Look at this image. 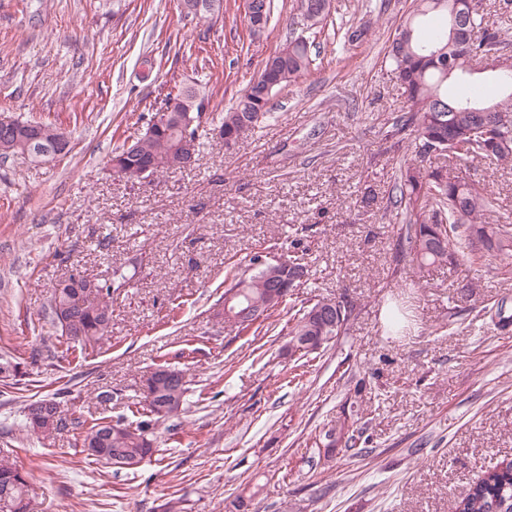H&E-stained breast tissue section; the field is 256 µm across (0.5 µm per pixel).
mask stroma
Instances as JSON below:
<instances>
[{"instance_id": "35a3bbf8", "label": "stroma", "mask_w": 512, "mask_h": 512, "mask_svg": "<svg viewBox=\"0 0 512 512\" xmlns=\"http://www.w3.org/2000/svg\"><path fill=\"white\" fill-rule=\"evenodd\" d=\"M409 4L332 0L308 30L299 0H273L255 34L243 0H224L214 21L177 0H0V116L70 135L49 161H0V355L23 371L0 381V457L27 472L30 512H225L249 484L261 487L250 512H456L489 465L512 460V326L493 321L512 314V280L487 265L394 273L384 207L407 147L384 136L404 98L383 57ZM352 25L366 28L363 44L345 43ZM300 33L310 73L274 93L266 127L225 148L214 120ZM170 81L214 88L196 165L113 177V149L143 133ZM467 175L512 219V160H477ZM297 237L310 276L292 305L356 306L346 333L302 367L287 311L242 334L222 316L229 259L260 250L273 263ZM136 258L106 340L69 347L50 320L56 283L107 279ZM399 298L411 320L396 336L385 316ZM161 359L191 390L136 472L89 459L83 430L27 431L25 405L53 394L70 419L126 412ZM104 390L111 402L98 401ZM347 418L370 455L340 447L325 460L326 432Z\"/></svg>"}]
</instances>
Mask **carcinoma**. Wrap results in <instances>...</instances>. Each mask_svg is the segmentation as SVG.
Masks as SVG:
<instances>
[{
	"label": "carcinoma",
	"instance_id": "cac0c4a2",
	"mask_svg": "<svg viewBox=\"0 0 512 512\" xmlns=\"http://www.w3.org/2000/svg\"><path fill=\"white\" fill-rule=\"evenodd\" d=\"M304 20L316 27L330 9L315 5L317 0H300ZM507 51L498 29L490 26L480 11L478 0H411L409 10L398 25L388 46L386 59L402 90L406 107L391 121L388 136L409 141L411 158L392 175L385 212L392 214L400 227L395 243L396 257L409 259L418 268L448 263L482 265L489 259L499 262V272L512 279V222L493 219L496 198L470 180L463 167L475 159L506 161L512 159V130L500 128L499 113L512 115V71L494 73L492 78L504 91L499 100H484L479 95L448 94V82L472 86L477 74L474 62ZM278 64L262 68L260 79L275 92L295 82L313 65L311 44L299 35L287 40L276 52ZM247 87L235 104L224 113L218 129L224 133L228 148L247 138L270 118L271 98L261 99ZM184 98L196 103L197 113L170 112L148 114L144 133L124 140L113 152L110 163L119 168L116 176L128 181L140 179L149 167L157 175L181 170L179 144L186 118L195 120L191 128L198 135V118L206 111L211 95L195 86L176 85L166 93V100ZM47 144H29L20 133L0 130V158L26 154L32 158L48 151ZM447 155L453 166H435L431 156ZM130 277L117 268L112 278L98 281L94 292L76 287L73 277L61 281L51 297L52 324L67 327L64 336L80 341L84 336L103 339L112 321V289L125 286ZM303 284L294 280L292 269L262 263L255 253L246 265L236 264L225 276L224 294H233L232 305L240 311H259L250 322L237 320L236 314H224V322L238 332L262 324L287 304L292 291ZM288 289L279 303L271 301L276 286ZM315 302L298 310L289 320L288 335L299 341L314 338L329 344L345 330L328 326L320 320ZM190 391L189 382L153 384L144 395L146 410L137 421L119 416L112 423L106 419L93 423L85 432L87 455L113 467V472L134 471L154 452L155 426L160 413L169 406L183 408ZM360 436L344 424L339 436L328 442L324 457L330 461L336 446L344 444L352 456H366L369 448H359ZM27 480L9 460L0 458V512H28ZM457 512H512V460L489 469L458 502Z\"/></svg>",
	"mask_w": 512,
	"mask_h": 512
}]
</instances>
